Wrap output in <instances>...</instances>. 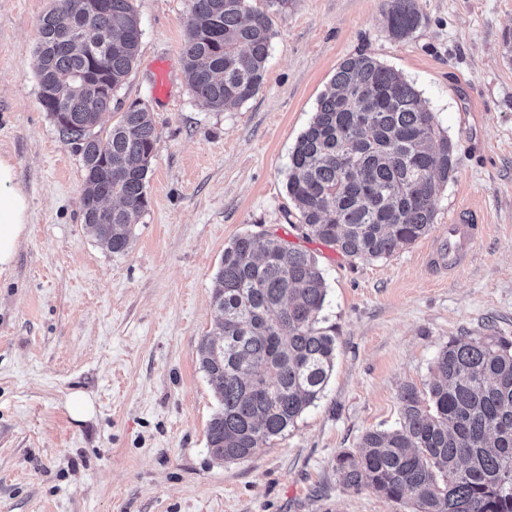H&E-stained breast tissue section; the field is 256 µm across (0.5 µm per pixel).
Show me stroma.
<instances>
[{"instance_id": "35a3bbf8", "label": "stroma", "mask_w": 512, "mask_h": 512, "mask_svg": "<svg viewBox=\"0 0 512 512\" xmlns=\"http://www.w3.org/2000/svg\"><path fill=\"white\" fill-rule=\"evenodd\" d=\"M55 2L0 0V155L30 214L0 273V512H412L410 498L344 487L336 458L396 426L401 387L426 390L450 339L512 340V0H418L421 25L402 40L387 0H291L272 17L260 89L221 111L184 79L190 0H137L140 55L112 110L148 104L158 142L122 253L86 231L82 157L38 101V21ZM358 52L416 87L457 159L430 231L373 259L305 239L286 188L320 95ZM159 58L164 102L149 94ZM463 211L484 227L470 262L428 264ZM245 234L315 255L336 359L295 427L225 462L207 442L218 400L197 348L224 249ZM81 394L93 413L78 420L67 402Z\"/></svg>"}]
</instances>
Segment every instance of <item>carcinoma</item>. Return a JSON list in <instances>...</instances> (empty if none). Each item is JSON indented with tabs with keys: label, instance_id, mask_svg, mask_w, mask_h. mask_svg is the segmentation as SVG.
I'll use <instances>...</instances> for the list:
<instances>
[{
	"label": "carcinoma",
	"instance_id": "1",
	"mask_svg": "<svg viewBox=\"0 0 512 512\" xmlns=\"http://www.w3.org/2000/svg\"><path fill=\"white\" fill-rule=\"evenodd\" d=\"M137 0H63L39 20V103L65 143L81 154L83 222L110 251L128 249L148 206L154 114L131 102L118 120L112 97L140 54ZM289 0H192L182 48L195 95L222 110L260 88L273 11ZM388 33L421 23L417 0H389ZM455 169L417 89L360 52L346 58L322 93L288 164L287 192L305 237L351 258H381L413 244L434 223V199ZM327 288L314 255L276 238L245 235L224 248L214 277L218 318L198 344L200 368L218 410L208 447L246 460L282 437L320 399L336 336L319 326ZM392 430L364 435L336 458L347 488L391 500L412 496L415 512H512V341L460 336L434 361L427 396L408 385Z\"/></svg>",
	"mask_w": 512,
	"mask_h": 512
}]
</instances>
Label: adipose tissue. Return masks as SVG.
Listing matches in <instances>:
<instances>
[{"label": "adipose tissue", "instance_id": "obj_1", "mask_svg": "<svg viewBox=\"0 0 512 512\" xmlns=\"http://www.w3.org/2000/svg\"><path fill=\"white\" fill-rule=\"evenodd\" d=\"M15 180L14 163L0 157V272L13 265L29 223L28 200L15 189Z\"/></svg>", "mask_w": 512, "mask_h": 512}]
</instances>
